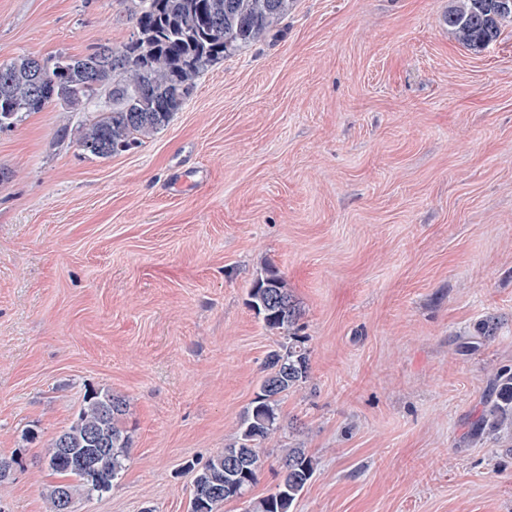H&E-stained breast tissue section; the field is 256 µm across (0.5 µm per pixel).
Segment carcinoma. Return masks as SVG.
Here are the masks:
<instances>
[{"mask_svg":"<svg viewBox=\"0 0 512 512\" xmlns=\"http://www.w3.org/2000/svg\"><path fill=\"white\" fill-rule=\"evenodd\" d=\"M135 32L118 47L103 45L84 56L38 59L20 55L0 63V128L24 112H40L55 101L85 111L104 92L112 103L76 131L79 149L98 158L127 152L152 138L170 121L209 67L278 30L294 0H131ZM512 19V0H450L448 33L478 50L497 40ZM45 81H35V70ZM263 326L283 335L270 351L258 392L224 448L194 472L190 512H218L257 482L265 463L261 444L283 430L282 397L310 378L307 337L299 335L300 308L286 279L271 265L248 292ZM127 401L108 390H90L70 426L52 439L44 456L63 481L51 486L49 512H63L62 499L75 502L108 491L126 469L130 436L121 425ZM512 432V368L496 373L486 419L476 427ZM97 448L111 454L96 468L74 462ZM315 459L300 443L280 449L279 481L269 495L248 501L246 512H293L312 479Z\"/></svg>","mask_w":512,"mask_h":512,"instance_id":"carcinoma-1","label":"carcinoma"}]
</instances>
